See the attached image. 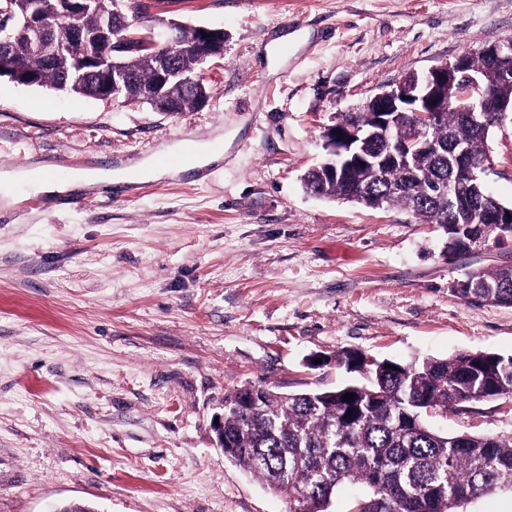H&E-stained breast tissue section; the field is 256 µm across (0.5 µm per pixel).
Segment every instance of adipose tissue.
<instances>
[{
    "label": "adipose tissue",
    "instance_id": "1",
    "mask_svg": "<svg viewBox=\"0 0 512 512\" xmlns=\"http://www.w3.org/2000/svg\"><path fill=\"white\" fill-rule=\"evenodd\" d=\"M167 168L159 163L146 160L136 166L116 172L103 170H84L79 172L72 180L58 182L43 178L40 168H26L0 173V200L5 204H13L14 198L11 189L14 185L25 183L32 186L37 192L54 198L80 187H92L112 182H142L159 179L167 176Z\"/></svg>",
    "mask_w": 512,
    "mask_h": 512
}]
</instances>
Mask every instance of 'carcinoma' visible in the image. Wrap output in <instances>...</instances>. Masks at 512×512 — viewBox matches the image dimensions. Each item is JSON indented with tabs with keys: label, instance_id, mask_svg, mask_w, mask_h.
<instances>
[{
	"label": "carcinoma",
	"instance_id": "obj_1",
	"mask_svg": "<svg viewBox=\"0 0 512 512\" xmlns=\"http://www.w3.org/2000/svg\"><path fill=\"white\" fill-rule=\"evenodd\" d=\"M8 2L16 18L32 8L48 17L58 15L64 0H0ZM121 13L112 15V36L136 37L135 49L120 57L122 71L115 76L117 98L150 105L174 114L201 106L211 87L199 76L201 63L188 46L198 29L181 27L176 42L159 40L155 19L139 15L135 0H124ZM100 12L89 8L83 16L86 38L71 51L58 41L46 53H33L19 38L0 44V61L18 64L37 81L57 91L97 98L102 74L82 72V60L98 57L103 47L94 38ZM480 80L481 91L496 103L512 104V59L492 60L480 53L468 58ZM171 72L157 88L163 68ZM193 76L195 82L184 78ZM466 82L444 89L448 110L435 131V148L415 153L404 164L376 162L353 167L349 176L305 174L304 187L324 198L358 202L370 192L383 208L401 207L421 221L464 233L468 255L480 240L495 233L497 225L472 226L471 207L448 203V193L470 198L474 204L487 196L485 183L460 181V151L479 163L487 158L490 128L479 129L458 109ZM414 135L406 116L397 114L391 126L396 141ZM472 288H455L463 301L512 307V264L469 273ZM382 360L356 372L362 380L331 389L284 393L264 389L263 399L248 411L235 408L244 389L224 395V439L234 448L228 461L287 498L288 512H330L339 484L350 481L363 487L351 512H450L453 506L480 498L498 488H512V434L475 435L440 433L424 420L430 411H446L478 399H495L512 390V355L461 353L446 359L427 358L389 368ZM354 399L345 402L343 395Z\"/></svg>",
	"mask_w": 512,
	"mask_h": 512
}]
</instances>
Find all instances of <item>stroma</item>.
<instances>
[{
	"mask_svg": "<svg viewBox=\"0 0 512 512\" xmlns=\"http://www.w3.org/2000/svg\"><path fill=\"white\" fill-rule=\"evenodd\" d=\"M163 17L224 31L203 108L0 79V171L65 179L224 139L201 175L62 199L18 185L0 207V512H287L214 446L225 393L352 382L333 361L346 349L402 363L512 355V307L452 291L511 262L512 241L451 257L438 225L313 198L301 182L342 114L512 36V0H172ZM488 146L487 189L512 204V122ZM426 421L507 436L512 398Z\"/></svg>",
	"mask_w": 512,
	"mask_h": 512,
	"instance_id": "obj_1",
	"label": "stroma"
}]
</instances>
